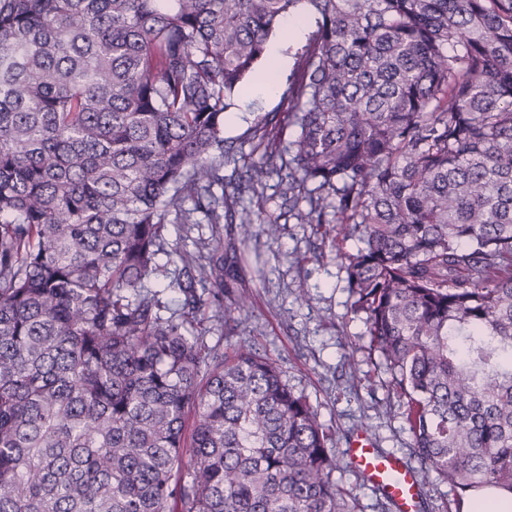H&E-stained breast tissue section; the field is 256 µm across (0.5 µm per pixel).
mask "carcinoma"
<instances>
[{"label": "carcinoma", "mask_w": 512, "mask_h": 512, "mask_svg": "<svg viewBox=\"0 0 512 512\" xmlns=\"http://www.w3.org/2000/svg\"><path fill=\"white\" fill-rule=\"evenodd\" d=\"M309 11L262 161L224 113ZM293 128L296 136L287 137ZM362 243L351 309L422 483L512 493V0H0V512H353L318 410L245 343L209 350L142 291L164 230L212 226L190 282L249 308L218 256L274 219ZM192 202L193 207L185 204Z\"/></svg>", "instance_id": "cac0c4a2"}]
</instances>
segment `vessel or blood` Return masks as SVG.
I'll use <instances>...</instances> for the list:
<instances>
[{
	"label": "vessel or blood",
	"mask_w": 512,
	"mask_h": 512,
	"mask_svg": "<svg viewBox=\"0 0 512 512\" xmlns=\"http://www.w3.org/2000/svg\"><path fill=\"white\" fill-rule=\"evenodd\" d=\"M350 455L371 483H382L390 488L396 512H416L422 485L415 469L399 457L380 455L363 443L353 444Z\"/></svg>",
	"instance_id": "1"
}]
</instances>
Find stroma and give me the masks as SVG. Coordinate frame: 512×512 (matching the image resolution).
I'll list each match as a JSON object with an SVG mask.
<instances>
[{
    "instance_id": "35a3bbf8",
    "label": "stroma",
    "mask_w": 512,
    "mask_h": 512,
    "mask_svg": "<svg viewBox=\"0 0 512 512\" xmlns=\"http://www.w3.org/2000/svg\"><path fill=\"white\" fill-rule=\"evenodd\" d=\"M313 27L309 17L299 34L283 28L272 36L278 53L267 56L266 62L274 69L273 92H265L260 80H253L225 113V139L249 153L252 161L260 159L252 151V129L265 114L287 112L288 77ZM242 204L276 219L283 230L278 238L260 233L243 245L234 225H225L224 268L232 273L231 288L247 291L252 306L238 327L208 321L198 325L205 345L222 350L245 342L273 358L294 391L309 399L321 421L335 427L340 458L348 456L350 437L363 431L382 452L413 463L405 423L387 406L389 376L368 348L362 317L350 308L343 267L356 254L358 241L333 243L315 234L310 225L296 223L272 179L263 192L244 193ZM145 285L162 302V317L179 316L183 290L189 285L181 263L159 256L158 269ZM304 292L309 295L305 302L300 299Z\"/></svg>"
}]
</instances>
